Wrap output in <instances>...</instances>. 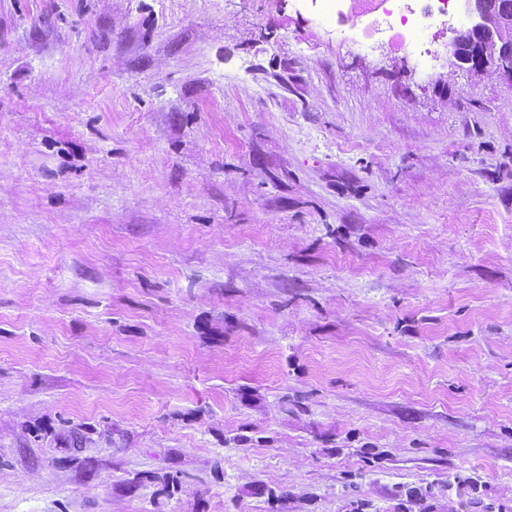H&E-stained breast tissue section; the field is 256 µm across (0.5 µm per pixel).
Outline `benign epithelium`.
I'll list each match as a JSON object with an SVG mask.
<instances>
[{"mask_svg": "<svg viewBox=\"0 0 512 512\" xmlns=\"http://www.w3.org/2000/svg\"><path fill=\"white\" fill-rule=\"evenodd\" d=\"M470 26L456 33L448 42V57L452 64L480 71L495 65L512 73V39L506 31L512 29V15L493 12L488 0H464Z\"/></svg>", "mask_w": 512, "mask_h": 512, "instance_id": "1", "label": "benign epithelium"}]
</instances>
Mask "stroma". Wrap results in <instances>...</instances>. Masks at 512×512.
<instances>
[{
  "label": "stroma",
  "mask_w": 512,
  "mask_h": 512,
  "mask_svg": "<svg viewBox=\"0 0 512 512\" xmlns=\"http://www.w3.org/2000/svg\"><path fill=\"white\" fill-rule=\"evenodd\" d=\"M344 10L0 0V512H512V75Z\"/></svg>",
  "instance_id": "obj_1"
}]
</instances>
